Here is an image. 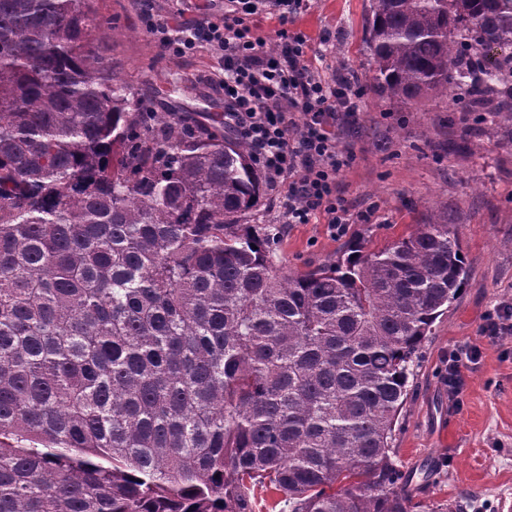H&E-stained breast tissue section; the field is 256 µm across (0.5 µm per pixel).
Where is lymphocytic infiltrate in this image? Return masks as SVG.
I'll return each mask as SVG.
<instances>
[{"label":"lymphocytic infiltrate","instance_id":"1","mask_svg":"<svg viewBox=\"0 0 512 512\" xmlns=\"http://www.w3.org/2000/svg\"><path fill=\"white\" fill-rule=\"evenodd\" d=\"M307 0H237L223 18L175 31L167 18L144 10L147 30L168 52L218 51L224 71L214 82L224 91V125L244 140L270 186H287L280 209L285 223L323 217L334 236L352 223L351 204L337 176L354 157L341 146L336 125L359 120L363 87L357 76H322L305 57L306 39L292 32ZM262 12L279 22V48L255 35L248 16Z\"/></svg>","mask_w":512,"mask_h":512}]
</instances>
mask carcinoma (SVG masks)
I'll return each mask as SVG.
<instances>
[{"label": "carcinoma", "instance_id": "carcinoma-1", "mask_svg": "<svg viewBox=\"0 0 512 512\" xmlns=\"http://www.w3.org/2000/svg\"><path fill=\"white\" fill-rule=\"evenodd\" d=\"M89 0H0V512H412L410 365L468 270L439 210L306 272L245 224L264 178L214 119L158 117ZM373 80L512 122V0H371Z\"/></svg>", "mask_w": 512, "mask_h": 512}]
</instances>
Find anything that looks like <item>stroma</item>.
<instances>
[{"mask_svg":"<svg viewBox=\"0 0 512 512\" xmlns=\"http://www.w3.org/2000/svg\"><path fill=\"white\" fill-rule=\"evenodd\" d=\"M108 29L92 31L98 53L159 114L224 112L210 77L223 60L213 50L177 58L163 52L140 15L139 0H94ZM370 0H311L294 28L324 76L358 74L359 126L339 141L355 159L338 177L356 219L331 236L323 218L283 224L277 257L304 272L360 243L380 247L442 210L455 231L469 280L438 318L408 379L395 424L392 458L414 512H512V336L483 335L486 315L512 302V128L486 112H455L448 100H389L373 87L366 22ZM478 347L461 369L458 401L448 398L451 352Z\"/></svg>","mask_w":512,"mask_h":512,"instance_id":"stroma-1","label":"stroma"}]
</instances>
